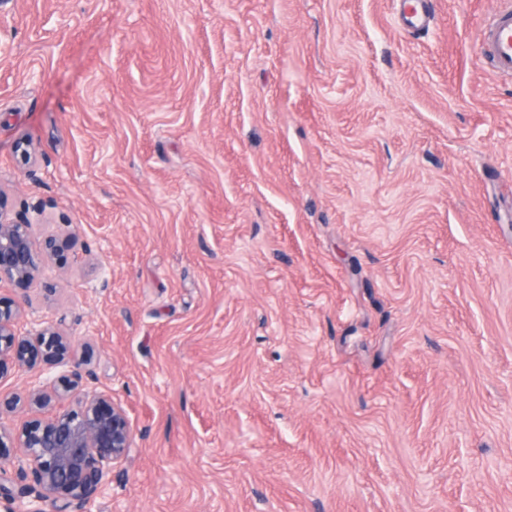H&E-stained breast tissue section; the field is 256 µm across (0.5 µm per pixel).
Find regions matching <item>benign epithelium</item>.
<instances>
[{"label": "benign epithelium", "mask_w": 512, "mask_h": 512, "mask_svg": "<svg viewBox=\"0 0 512 512\" xmlns=\"http://www.w3.org/2000/svg\"><path fill=\"white\" fill-rule=\"evenodd\" d=\"M44 208L35 203L20 219L0 212V283L31 288L44 273V254L72 250L70 233L35 245ZM32 304L0 300V375L27 374L24 395H0V417L24 406L45 412L14 432L0 422V456L13 455V473L0 474L4 512H87L94 498L112 487V468L133 447L134 432L112 394L90 386L87 359L74 355L71 337L57 326L28 317Z\"/></svg>", "instance_id": "1"}]
</instances>
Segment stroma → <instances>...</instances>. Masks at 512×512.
I'll list each match as a JSON object with an SVG mask.
<instances>
[{"label": "stroma", "instance_id": "35a3bbf8", "mask_svg": "<svg viewBox=\"0 0 512 512\" xmlns=\"http://www.w3.org/2000/svg\"><path fill=\"white\" fill-rule=\"evenodd\" d=\"M0 0V203L134 428L89 512H512V0ZM480 50L497 73L512 75V10L502 11L488 24Z\"/></svg>", "mask_w": 512, "mask_h": 512}]
</instances>
